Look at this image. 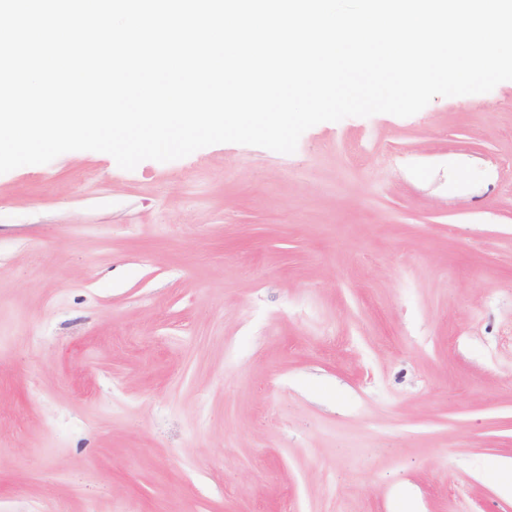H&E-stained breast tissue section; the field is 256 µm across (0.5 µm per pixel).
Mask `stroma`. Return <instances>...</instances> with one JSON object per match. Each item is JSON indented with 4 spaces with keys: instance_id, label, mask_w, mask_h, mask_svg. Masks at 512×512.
<instances>
[{
    "instance_id": "1",
    "label": "stroma",
    "mask_w": 512,
    "mask_h": 512,
    "mask_svg": "<svg viewBox=\"0 0 512 512\" xmlns=\"http://www.w3.org/2000/svg\"><path fill=\"white\" fill-rule=\"evenodd\" d=\"M512 81L0 174V512H512Z\"/></svg>"
}]
</instances>
